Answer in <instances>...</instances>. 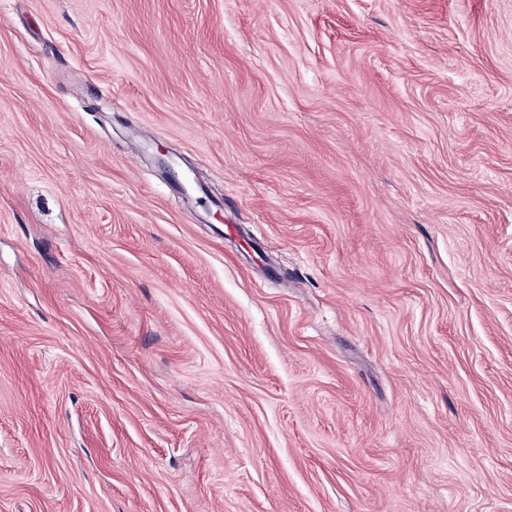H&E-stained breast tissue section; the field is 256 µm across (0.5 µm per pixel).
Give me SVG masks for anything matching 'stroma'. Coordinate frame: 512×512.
I'll return each instance as SVG.
<instances>
[{"label": "stroma", "mask_w": 512, "mask_h": 512, "mask_svg": "<svg viewBox=\"0 0 512 512\" xmlns=\"http://www.w3.org/2000/svg\"><path fill=\"white\" fill-rule=\"evenodd\" d=\"M0 512H512V0H0Z\"/></svg>", "instance_id": "stroma-1"}]
</instances>
